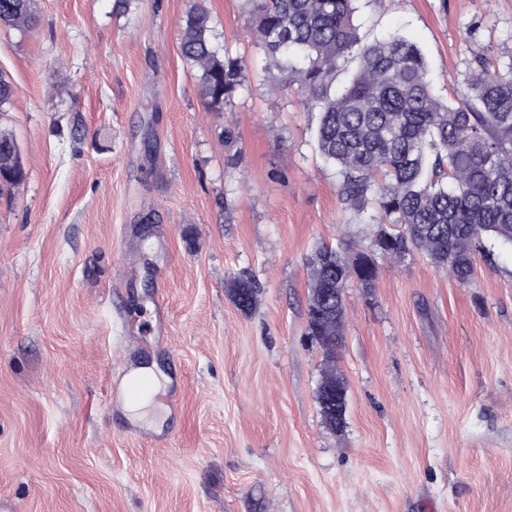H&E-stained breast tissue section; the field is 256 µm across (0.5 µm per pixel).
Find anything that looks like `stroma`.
<instances>
[{
  "mask_svg": "<svg viewBox=\"0 0 512 512\" xmlns=\"http://www.w3.org/2000/svg\"><path fill=\"white\" fill-rule=\"evenodd\" d=\"M191 0H33L0 27V127L24 182L0 197V502L17 512H512V247L459 285L421 255L346 292L328 430L306 334L316 245L366 246L296 91L268 90L243 0H206L246 60L223 111L180 51ZM442 97L474 47L512 77V0H359ZM258 287L240 311L229 286ZM166 310L158 312V293ZM153 369L139 418L114 386ZM32 0H0V25L25 31L36 22Z\"/></svg>",
  "mask_w": 512,
  "mask_h": 512,
  "instance_id": "1",
  "label": "stroma"
}]
</instances>
